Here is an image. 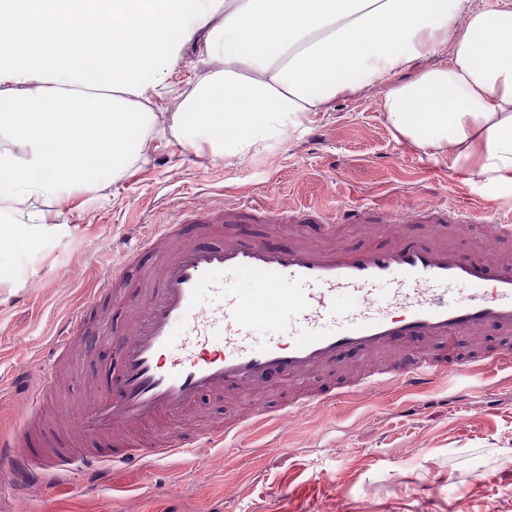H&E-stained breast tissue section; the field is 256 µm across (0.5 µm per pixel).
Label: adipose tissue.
<instances>
[{"mask_svg":"<svg viewBox=\"0 0 512 512\" xmlns=\"http://www.w3.org/2000/svg\"><path fill=\"white\" fill-rule=\"evenodd\" d=\"M205 70L169 128L155 99L192 42ZM401 140L512 185V10L474 0H0V238L105 189L155 140L245 160L345 96Z\"/></svg>","mask_w":512,"mask_h":512,"instance_id":"1","label":"adipose tissue"}]
</instances>
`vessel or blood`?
Here are the masks:
<instances>
[{
  "instance_id": "vessel-or-blood-1",
  "label": "vessel or blood",
  "mask_w": 512,
  "mask_h": 512,
  "mask_svg": "<svg viewBox=\"0 0 512 512\" xmlns=\"http://www.w3.org/2000/svg\"><path fill=\"white\" fill-rule=\"evenodd\" d=\"M318 207H292L276 214L250 201L190 212L185 222L155 225L139 242L155 263L135 298L114 280H102L98 296L121 304L126 320L113 336L119 345L112 373L113 396L101 399L92 421H78L70 450L47 453L37 465L43 476L75 468L96 470L103 462L129 466L176 454L198 455L227 439L278 422L291 414L345 402L393 384L424 391L448 372L470 374L512 368V349L488 353L486 331L512 335V214L463 224L470 245L451 234L450 205L428 207L426 232L407 225L366 226L375 244L349 246L324 224L318 235L281 241L288 218L307 224ZM84 316L76 308L53 343L54 358L66 355ZM470 338L464 357L455 344ZM349 357L360 370L335 391L318 392L315 375ZM55 369L24 408V419L0 436V464L26 461L36 432V413L53 401ZM295 386L287 406L255 403L247 418L190 438L167 435L127 447L130 430L178 419L207 394L259 392L272 384ZM111 438L110 459L84 441Z\"/></svg>"
}]
</instances>
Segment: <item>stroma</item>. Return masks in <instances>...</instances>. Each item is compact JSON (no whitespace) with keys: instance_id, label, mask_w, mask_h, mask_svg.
Wrapping results in <instances>:
<instances>
[{"instance_id":"35a3bbf8","label":"stroma","mask_w":512,"mask_h":512,"mask_svg":"<svg viewBox=\"0 0 512 512\" xmlns=\"http://www.w3.org/2000/svg\"><path fill=\"white\" fill-rule=\"evenodd\" d=\"M247 196L279 211L323 205L330 221L355 204L392 208L396 223L417 204L512 208V186L397 141L369 92L338 99L300 138L243 161L160 148L107 188L52 205L39 247L13 251L14 273L0 281V432L11 430L10 404L20 397L15 369L42 363L81 304L84 326L57 376L66 405L58 431L86 414L115 357L99 341V322L115 314L95 296L99 281L123 275L134 293L152 262L126 258L137 237L203 203ZM249 407L245 398L206 396L180 426L218 425ZM89 481L77 471L50 492L4 481L0 512H512V370L451 376L424 393L385 386L285 428L266 424L230 454L175 455L161 468L111 474L94 491Z\"/></svg>"}]
</instances>
